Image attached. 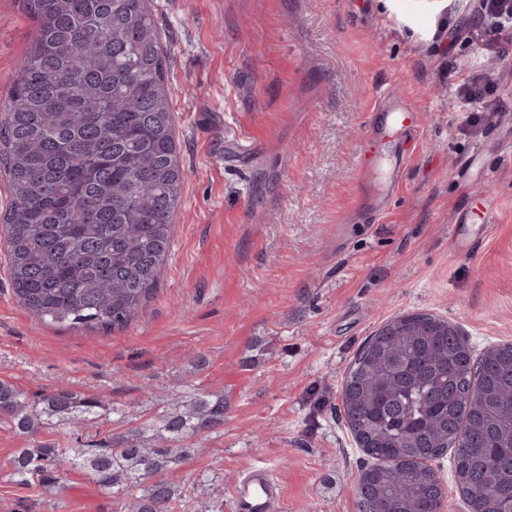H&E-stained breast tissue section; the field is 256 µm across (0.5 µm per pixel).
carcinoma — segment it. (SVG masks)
Returning <instances> with one entry per match:
<instances>
[{"instance_id":"cac0c4a2","label":"carcinoma","mask_w":512,"mask_h":512,"mask_svg":"<svg viewBox=\"0 0 512 512\" xmlns=\"http://www.w3.org/2000/svg\"><path fill=\"white\" fill-rule=\"evenodd\" d=\"M37 31L0 105V214L14 296L40 321L126 329L157 292L180 205V163L165 56L145 0H23ZM347 427L370 444L359 512H444L430 462L450 455L470 512H512V343L480 356L429 313L377 329L344 377ZM100 402L59 387L31 400L0 382V420L36 436L81 429ZM224 397L174 404L153 438L55 448L35 441L10 460L21 486L51 491L79 468L125 512H175L188 496L158 474L181 442L224 424Z\"/></svg>"}]
</instances>
